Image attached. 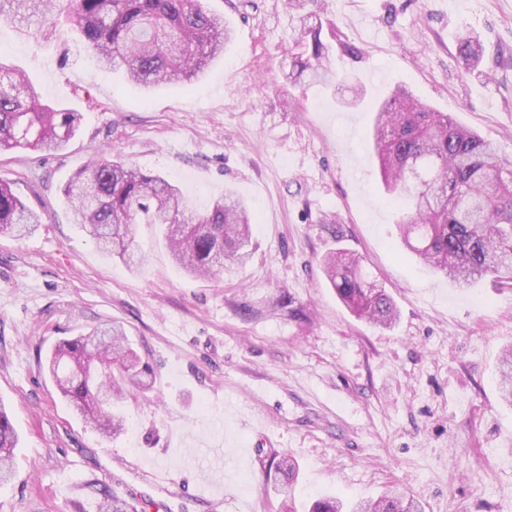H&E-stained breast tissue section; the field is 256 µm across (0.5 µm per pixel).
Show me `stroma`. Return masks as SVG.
<instances>
[{
	"label": "stroma",
	"instance_id": "stroma-1",
	"mask_svg": "<svg viewBox=\"0 0 512 512\" xmlns=\"http://www.w3.org/2000/svg\"><path fill=\"white\" fill-rule=\"evenodd\" d=\"M201 2L232 30L223 57L149 94L99 67L67 23L46 41L0 22V60L82 114L62 150L0 153V179L43 216L29 237L0 236V402L19 437L0 512H96L99 487L148 512H285L263 469L273 449L298 466L297 512L395 488L423 512H512L497 372L512 285L461 288L397 248L369 137L375 103L399 87L512 159V0ZM305 24L335 86L292 72ZM466 31L482 44L469 70ZM103 154L179 186L192 209L233 190L255 219L247 263L192 277L152 224L135 229L142 265L100 252L62 188ZM338 249L393 299L391 325L339 300L321 267ZM112 322L154 374L106 438L72 413L47 362Z\"/></svg>",
	"mask_w": 512,
	"mask_h": 512
}]
</instances>
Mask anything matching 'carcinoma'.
<instances>
[{"label":"carcinoma","instance_id":"cac0c4a2","mask_svg":"<svg viewBox=\"0 0 512 512\" xmlns=\"http://www.w3.org/2000/svg\"><path fill=\"white\" fill-rule=\"evenodd\" d=\"M69 20L106 69L122 68L146 90L189 81L224 54L232 38L224 18L201 0H66ZM0 20L20 32L50 39L57 31L54 0H0ZM295 46L307 57L297 74L310 72L333 82L328 51L318 31L303 30ZM458 54L467 68L480 61L478 39L465 33ZM81 113L44 103L25 74L0 62V152L58 151L76 135ZM372 137L385 201L398 206L402 243L424 266L460 286L492 275L512 281V162L493 143L458 125L398 88L374 111ZM74 223L87 230L100 250L134 264V225L156 224L176 263L192 276L215 277L224 262L243 263L249 253L252 217L232 192L194 213L178 187L163 177L100 157L75 173L62 189ZM42 222L0 180V234L23 238ZM324 271L340 300L359 318L392 324L397 311L364 273L360 260L336 251ZM57 386L73 411L104 436L123 430L112 412L127 387L141 388L153 374L128 345L125 330L101 326L55 346L49 361ZM501 398L512 404V346L499 363ZM18 437L9 411L0 404V483L13 475ZM267 471L275 489L288 493L296 465L288 454H273ZM99 512H139L127 500L102 490ZM310 512H344L336 497L315 502ZM355 512H419L401 495L358 504Z\"/></svg>","mask_w":512,"mask_h":512}]
</instances>
